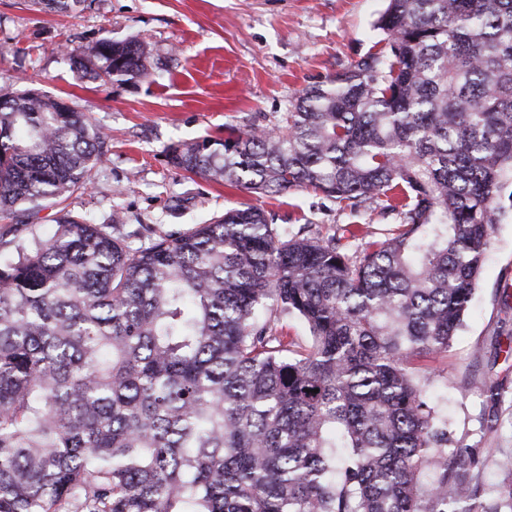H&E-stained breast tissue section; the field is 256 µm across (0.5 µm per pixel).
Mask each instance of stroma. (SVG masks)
Wrapping results in <instances>:
<instances>
[{"label": "stroma", "mask_w": 512, "mask_h": 512, "mask_svg": "<svg viewBox=\"0 0 512 512\" xmlns=\"http://www.w3.org/2000/svg\"><path fill=\"white\" fill-rule=\"evenodd\" d=\"M386 0H79L67 11L43 0H0V96L26 88L62 99L86 113L106 136V153L69 210L110 224L120 213V234L132 246L179 233L242 206L262 209L272 224L328 237L343 224H368L383 233L395 214L378 205L361 213L341 210L311 189L259 195L172 167L174 142L226 129L276 128L299 93L364 57L380 32L373 24ZM108 37L152 43L159 68L131 83L93 81L73 68L70 55ZM53 209L30 224L0 221V252L14 253L32 236L49 237ZM512 284V216L496 224L484 271L447 353L424 358L425 387L461 445L485 459L486 500L503 475L497 465L512 453V403L499 410L496 431L481 430L485 412L474 377L494 372L512 387V360L490 365V338L512 332V305L500 290Z\"/></svg>", "instance_id": "stroma-1"}]
</instances>
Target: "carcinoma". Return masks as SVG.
<instances>
[{
	"instance_id": "carcinoma-1",
	"label": "carcinoma",
	"mask_w": 512,
	"mask_h": 512,
	"mask_svg": "<svg viewBox=\"0 0 512 512\" xmlns=\"http://www.w3.org/2000/svg\"><path fill=\"white\" fill-rule=\"evenodd\" d=\"M375 28L276 132L168 158L376 204L400 219L382 238L245 207L134 248L64 207L103 157L90 118L32 88L0 106V220L58 208L52 236L0 254V512H512V456L485 504L484 458L452 445L415 366L448 352L512 211V0H387ZM71 62L131 82L154 48L101 39ZM473 383L491 429L507 391Z\"/></svg>"
}]
</instances>
